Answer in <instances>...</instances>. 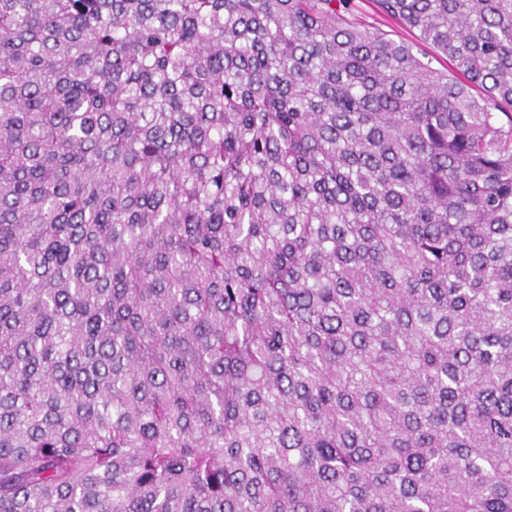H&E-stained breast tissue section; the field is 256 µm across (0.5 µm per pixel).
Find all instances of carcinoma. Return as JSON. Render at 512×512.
Masks as SVG:
<instances>
[{"label":"carcinoma","mask_w":512,"mask_h":512,"mask_svg":"<svg viewBox=\"0 0 512 512\" xmlns=\"http://www.w3.org/2000/svg\"><path fill=\"white\" fill-rule=\"evenodd\" d=\"M373 3L0 0V512H512V0ZM359 5L358 11L359 16L363 22L368 24H373L375 26H379L385 31H393L392 33L398 36H393L395 39L401 37L406 40L412 39V34L400 27H398L395 23H391L387 20H384L377 16L375 8L373 6L372 0H355Z\"/></svg>","instance_id":"carcinoma-1"}]
</instances>
